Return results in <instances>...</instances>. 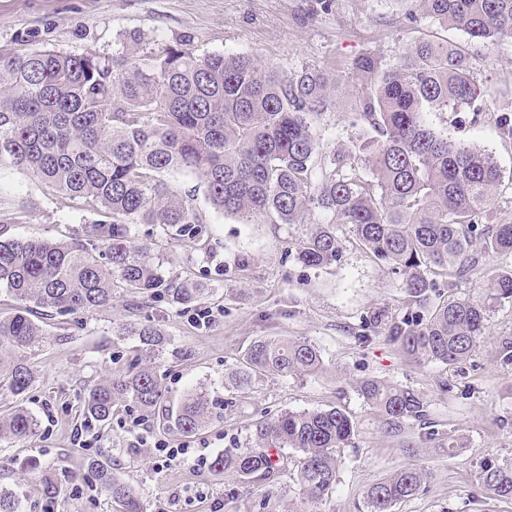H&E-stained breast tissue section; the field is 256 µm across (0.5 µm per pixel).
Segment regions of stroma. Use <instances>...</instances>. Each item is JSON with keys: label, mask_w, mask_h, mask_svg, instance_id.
<instances>
[{"label": "stroma", "mask_w": 512, "mask_h": 512, "mask_svg": "<svg viewBox=\"0 0 512 512\" xmlns=\"http://www.w3.org/2000/svg\"><path fill=\"white\" fill-rule=\"evenodd\" d=\"M158 49L180 41L197 54H245L262 65L291 72L304 66L351 81L349 65L374 52L393 59L420 37H450L477 53V80L490 89L478 117L467 112H437L436 130L492 152L503 183L490 211L491 223L512 222V138L502 135L499 120L512 116V44L468 42L462 33L438 24L408 23L397 0H0V52L52 49L73 55L87 52L110 57L121 51L129 33ZM353 100L341 97L334 111L318 116L316 128L335 145L349 144L358 132L352 124ZM178 193L193 196L209 231V251L135 225L137 245L164 260L167 271L210 283L212 293L198 309L213 319L198 327L192 311L165 302L133 308L131 298L79 318L64 341H50L32 352L37 381L23 401L39 430L24 442H0V487L22 492L24 512H44L42 484L52 478L63 493L54 512H119L103 491L86 495L93 477L90 458H110L120 478L140 494L145 512H301L293 463H280L274 481L241 484L207 466L160 467L159 444L202 448L208 458L247 443L254 423L265 413L313 411L334 406L353 419V447L341 452L335 492L320 512H361L373 480L416 464L432 473L426 492L398 504L394 512H512V500L483 495L478 473L483 461H512V365L502 364L495 342L512 336V303L490 316V340L465 363L418 365L386 341L383 334L363 341L372 310L404 313L398 275L378 265L340 227L342 258L336 266H304L288 255L310 224H244L215 212L192 174L173 176ZM0 206L16 213L13 237L65 240L96 213L52 192L25 170L0 168ZM250 253L249 272L237 269V257ZM153 318L169 336L155 362L166 398L158 410L145 412L118 405L107 423L96 424L99 440L82 447L75 430L82 422L80 400L87 385L124 374L134 357L132 339L113 335L116 324L134 313ZM263 336L305 338L322 350L325 368L304 376H261L245 392L235 391L232 376L248 346ZM378 377L417 390L430 400L436 430L460 438L463 447L448 455L439 440L421 438L418 423L386 433L382 419L355 389L356 381ZM447 381L440 391L439 381ZM205 388L211 416L191 436L163 429L162 414L177 409L196 388ZM232 406H225V399ZM146 431L135 437L133 422Z\"/></svg>", "instance_id": "stroma-1"}]
</instances>
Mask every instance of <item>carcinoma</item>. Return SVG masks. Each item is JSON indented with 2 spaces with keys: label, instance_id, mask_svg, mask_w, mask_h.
<instances>
[{
  "label": "carcinoma",
  "instance_id": "1",
  "mask_svg": "<svg viewBox=\"0 0 512 512\" xmlns=\"http://www.w3.org/2000/svg\"><path fill=\"white\" fill-rule=\"evenodd\" d=\"M405 19L455 29L476 43H512V0H397ZM351 69L354 123L360 133L332 148L314 127L336 108L339 80L316 68L290 73L244 54L198 55L185 43L148 51L129 37L112 58L31 49L0 53V168L25 169L46 187L82 199L100 219L74 237L18 239L6 227L17 217L0 211V292L18 302L0 315V387L15 397L36 382L28 355L49 332L44 320L81 317L133 296L191 305L210 288L174 276L133 243L131 226L151 225L165 236L200 242L206 234L193 199L168 176L194 173L218 213L247 224H302L318 214L288 250L299 263L326 268L340 261L338 225L402 279L407 309L383 321L387 341L413 362L446 366L466 361L490 334V313L512 302V268L494 275L478 298H445L446 286L469 277L485 253L512 255V223L485 224L502 171L488 150L437 132L433 112H478L486 88L477 80V54L460 45L419 38L394 60L369 53ZM141 356L125 374L91 385L81 411L104 423L113 407L131 402L153 410L163 400L155 368L145 362L167 345L150 319L121 323ZM324 368L320 347L306 339L262 337L237 370L248 385L266 374L310 375ZM363 401L384 419L386 432L427 424L430 403L417 391L376 377L356 384ZM210 416L203 392H192L163 426L190 436ZM36 418L23 406L0 415V440H25ZM355 427L341 408L265 414L253 424L251 445L215 457L211 468L241 483L271 481V451L290 449L297 481L310 503L333 493ZM89 469L120 512H145L140 495L94 459ZM432 478L409 467L372 482L365 512H392ZM481 490L512 499V462L480 466ZM21 498L0 489V512H20Z\"/></svg>",
  "mask_w": 512,
  "mask_h": 512
}]
</instances>
